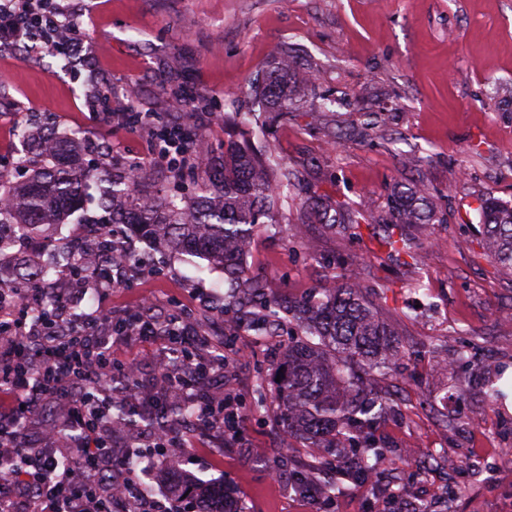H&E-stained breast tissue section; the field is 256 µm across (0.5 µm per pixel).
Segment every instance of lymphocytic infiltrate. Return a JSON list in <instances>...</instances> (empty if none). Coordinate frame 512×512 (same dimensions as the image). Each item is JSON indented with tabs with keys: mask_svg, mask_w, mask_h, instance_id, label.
<instances>
[{
	"mask_svg": "<svg viewBox=\"0 0 512 512\" xmlns=\"http://www.w3.org/2000/svg\"><path fill=\"white\" fill-rule=\"evenodd\" d=\"M78 31L77 13L60 0H0V47L48 37L60 30ZM0 301L9 304L6 324L0 329V393L12 403L0 408V512H118L122 501H139L142 512H166L161 502L144 494L132 477L135 448L116 453L108 431L112 425L110 405L113 383L127 386L128 399L139 408L163 410L174 399H186L208 412L210 426L226 437L239 438V424L211 414L213 397L206 383L215 369H227L224 356L210 355L192 362L187 358L195 341L186 328L167 336V354L158 363L166 384L162 394L139 391L135 364H116L112 342L156 332L146 313H123L113 319L114 331L104 335L100 321L78 317L62 328L58 313L35 323L30 312L43 303L41 293L16 300L13 292L0 290ZM65 401L62 422L65 433L44 438L42 447H32L23 425L39 406ZM80 449L77 467L60 465L58 445ZM83 478H72L73 469Z\"/></svg>",
	"mask_w": 512,
	"mask_h": 512,
	"instance_id": "lymphocytic-infiltrate-1",
	"label": "lymphocytic infiltrate"
}]
</instances>
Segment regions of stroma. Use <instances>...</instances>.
Instances as JSON below:
<instances>
[{"instance_id":"35a3bbf8","label":"stroma","mask_w":512,"mask_h":512,"mask_svg":"<svg viewBox=\"0 0 512 512\" xmlns=\"http://www.w3.org/2000/svg\"><path fill=\"white\" fill-rule=\"evenodd\" d=\"M79 9L81 52L64 59L45 46L0 53V170L13 172L23 147L17 129L49 115L58 131L77 134L85 163L123 169L140 161L155 167L167 194L186 199L197 179L169 178L156 139L124 111L148 112L158 126L194 121L202 129L192 151L219 155L224 122L248 107L253 76L281 47L311 66L312 101L328 110L296 112L268 140L297 171L304 191L328 194L355 207L370 197L384 202L398 181L420 178L448 221L427 228L419 263L387 257L369 230L360 236L325 235L296 221L298 199L283 195L281 236L258 235L249 262L268 295L301 296L330 285L349 256L377 289L382 316L398 323L415 353L378 381L397 404L373 428L384 450L362 486L345 482L331 506L299 497L291 485L305 448L290 441L273 400L256 403L287 336L236 330L224 313V274L191 257L168 260L164 270L130 267L113 287L80 290L66 270L53 273L57 292L76 313L152 308L154 321L177 318L198 336L202 352L227 348L233 367L207 382L216 398L231 399L243 440L182 426L185 448L156 456L203 480L232 483L245 512H399L402 503L430 512H512V273L490 259L477 206L491 193L512 202V106L496 90L512 87V0H71ZM207 109L191 114L188 99ZM112 113L110 123L95 115ZM372 112H392L385 128H367ZM341 133L328 145L326 131ZM415 150L418 170L404 166ZM314 241L320 257L302 244ZM165 336L116 341L117 361H136L153 386ZM466 350L469 364L457 353ZM499 374L506 397L492 405L480 384ZM461 398L445 400L458 379ZM461 419L445 426L440 410ZM465 492L448 499L449 487Z\"/></svg>"}]
</instances>
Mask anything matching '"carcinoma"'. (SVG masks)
Segmentation results:
<instances>
[{
	"mask_svg": "<svg viewBox=\"0 0 512 512\" xmlns=\"http://www.w3.org/2000/svg\"><path fill=\"white\" fill-rule=\"evenodd\" d=\"M309 67L295 51L281 48L269 69L250 83L249 94L268 118L284 120L303 106L301 93L312 83ZM36 156L18 158L27 177L15 181L0 172V269L11 259V288L24 295L52 289L50 271L59 262L79 280L104 281L111 267L134 266L141 258L129 246L134 235L165 260L192 254L210 269L224 273V308L240 313L239 326L256 336L288 330V345L277 363L281 380L274 383L277 420L288 436L317 452L295 470L294 482L310 486L328 499L341 489L331 468L358 479L379 459L377 448L356 447L369 442L368 430L394 407L371 377L383 375L409 350L398 329L380 314L370 289L352 272L328 287L302 298H272L248 264L257 231L281 223V193L298 185L296 172L270 147H257L250 133L226 132L224 152L196 170L200 195L177 201L154 190L149 166L139 161L123 172L108 173L80 162L78 139L60 135L48 125L21 131ZM101 186L100 258L91 264L81 246L56 238L59 224L77 210L90 184ZM484 245L501 269L512 272V204L487 194L477 207ZM374 224L375 235L388 257L420 259L421 230L445 224L447 218L421 180L394 184L379 207L368 198L349 208L328 195L300 200L297 223L318 224L323 233L357 236L361 222ZM112 389V424L129 430L142 421L172 425L197 417V408L176 401L165 417L142 414ZM167 480L182 498L200 504L198 512H243L223 483L203 482L173 468Z\"/></svg>",
	"mask_w": 512,
	"mask_h": 512,
	"instance_id": "obj_1",
	"label": "carcinoma"
}]
</instances>
